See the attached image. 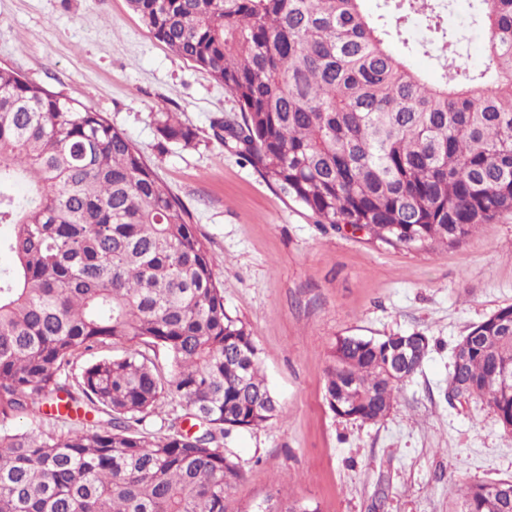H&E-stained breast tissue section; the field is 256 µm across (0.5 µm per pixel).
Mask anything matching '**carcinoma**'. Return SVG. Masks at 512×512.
I'll list each match as a JSON object with an SVG mask.
<instances>
[{"instance_id":"cac0c4a2","label":"carcinoma","mask_w":512,"mask_h":512,"mask_svg":"<svg viewBox=\"0 0 512 512\" xmlns=\"http://www.w3.org/2000/svg\"><path fill=\"white\" fill-rule=\"evenodd\" d=\"M129 0L153 36L224 84L242 121L228 137L321 224L362 227L393 247L462 243L512 212V0H476L487 64L460 63L445 0ZM416 15L429 32L410 38ZM434 54L428 81L409 64ZM158 131L189 145L194 130L164 113ZM23 184L19 197L12 187ZM0 512H226L240 462L233 431L279 413L251 330L224 308L216 260L190 214L140 149L102 113L0 68ZM163 348L160 371L140 345ZM388 337L343 336L325 400L375 423L406 379L388 369ZM104 346L123 354L69 371ZM451 374L512 434V306L471 328ZM361 390L336 395L348 377ZM186 413L166 431L135 429L159 401ZM45 420L54 430L21 431ZM489 482L464 512H512Z\"/></svg>"}]
</instances>
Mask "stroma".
Segmentation results:
<instances>
[{
	"label": "stroma",
	"instance_id": "35a3bbf8",
	"mask_svg": "<svg viewBox=\"0 0 512 512\" xmlns=\"http://www.w3.org/2000/svg\"><path fill=\"white\" fill-rule=\"evenodd\" d=\"M472 0H452L462 61L486 63ZM0 67L72 96L141 149L189 212L216 259L224 307L252 330L280 405L263 427L234 431L239 457L226 512L271 503L319 512H454L469 484L512 478V435L476 398L448 394L453 352L468 330L512 305V214L457 246L393 248L317 223L232 145L216 119L241 114L223 84L159 42L127 0H0ZM193 128L165 142L160 113ZM422 334L429 352L387 417L330 411L325 371L341 336Z\"/></svg>",
	"mask_w": 512,
	"mask_h": 512
}]
</instances>
